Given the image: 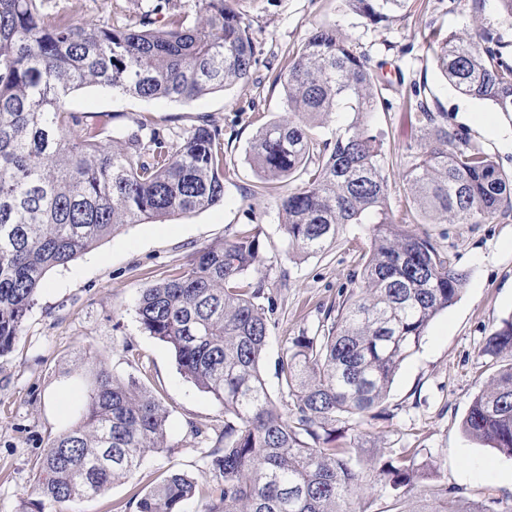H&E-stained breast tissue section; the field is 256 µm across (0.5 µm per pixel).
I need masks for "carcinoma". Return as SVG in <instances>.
<instances>
[{
  "label": "carcinoma",
  "instance_id": "cac0c4a2",
  "mask_svg": "<svg viewBox=\"0 0 512 512\" xmlns=\"http://www.w3.org/2000/svg\"><path fill=\"white\" fill-rule=\"evenodd\" d=\"M230 0H197L196 18L157 0L137 19L78 22L51 0H0V356L21 335L46 273L65 266L131 224L212 207L224 200L227 162L220 132L198 125L177 148L149 119L112 147L109 112L65 107L76 89L174 102L197 100L248 79L257 47ZM368 25L387 26L408 0H344ZM168 10L164 26L153 15ZM437 66L461 94L512 114V40L484 29L474 40L450 33L433 48ZM383 64L357 54L336 26L324 24L297 49L279 78L288 115L256 135L250 161L273 183L303 176L278 197L288 253L326 250L348 224L372 225L353 287L331 306L330 324L295 337L279 362L288 401L270 396L261 363L272 305H264L263 243L251 228L195 252L180 271L141 290V329L174 353L180 373L224 408L220 447L205 512H369L359 449L339 448L347 416H363L387 397L401 363L430 322L459 298L467 281L448 252L412 224H485L512 212V172L448 126L424 86L409 107L423 123L401 174L407 205L396 219L381 164L383 142L371 115L392 102ZM348 114L334 139L318 140L315 121ZM512 352V316L481 353ZM91 383L80 419L48 445L37 512L105 494L149 453L169 452L167 409L137 378L88 358ZM472 440L512 458V363L473 397L463 421ZM379 473L410 491L436 473L403 456ZM196 494L173 470L132 500L135 512H181ZM454 512H512L489 497Z\"/></svg>",
  "mask_w": 512,
  "mask_h": 512
}]
</instances>
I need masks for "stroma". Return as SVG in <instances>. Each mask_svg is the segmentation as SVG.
<instances>
[{
    "instance_id": "1",
    "label": "stroma",
    "mask_w": 512,
    "mask_h": 512,
    "mask_svg": "<svg viewBox=\"0 0 512 512\" xmlns=\"http://www.w3.org/2000/svg\"><path fill=\"white\" fill-rule=\"evenodd\" d=\"M470 4L409 0L397 20L373 27L344 0H234L261 50L248 79L190 102L141 99L96 86L71 93V111L112 113L117 130L145 116L174 144L208 121L222 131L230 173L223 202L131 225L47 272L22 335L0 357V512H27L36 499L40 460L51 440L76 418L74 409L86 385L81 364L86 352L96 354L114 374L134 375L167 408L173 450L149 454L105 495L69 504L67 512H124L132 498L172 470L190 473L199 485L183 512H203L213 477L190 429L198 427L216 438L224 427V410L179 373L166 345L141 329L135 313L141 290L178 272L193 252L232 239L247 226L259 227L261 269L275 304L262 375L271 397L287 400L278 363L292 339L314 333L325 308L350 287L370 245V231L368 225L349 224L325 253L300 261L289 255L276 196L259 194L261 179L249 160L260 128L284 114L276 77L287 73L293 54L324 23L336 25L357 53L383 63L394 80L386 92L393 107L375 113L373 126L383 140L384 167L392 175L393 211L403 208L407 196L398 174L421 138L418 115L405 105L416 82L426 84L449 124L465 130L472 143L511 172L512 116L460 94L442 75L424 39L434 29L471 34L502 24L496 0H485L478 14ZM426 230L467 272L466 284L401 364L381 417L349 418L344 441L362 450L363 467L372 474L363 494L375 499L379 512H392L398 502L384 477L372 470L407 453L438 470L437 479L418 482L399 502L407 512L439 501L441 483L473 501L494 496L512 505V458L472 441L462 430L472 398L498 365L480 349L512 316V215L487 224H430Z\"/></svg>"
}]
</instances>
